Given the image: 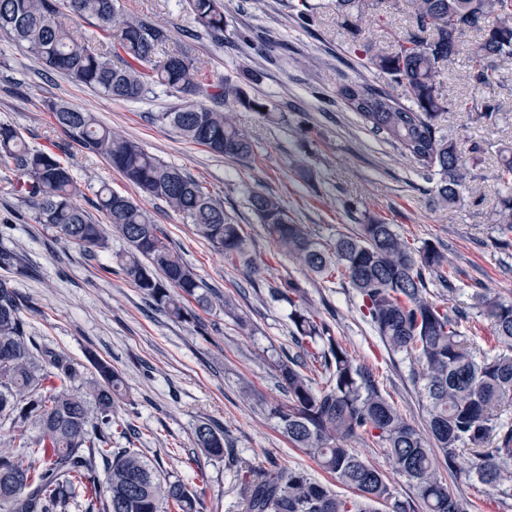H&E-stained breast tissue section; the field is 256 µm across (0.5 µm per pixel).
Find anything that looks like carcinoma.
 <instances>
[{"label":"carcinoma","instance_id":"1","mask_svg":"<svg viewBox=\"0 0 512 512\" xmlns=\"http://www.w3.org/2000/svg\"><path fill=\"white\" fill-rule=\"evenodd\" d=\"M187 2L204 34L224 41V0ZM368 6V0H336L347 23ZM408 6L414 32L391 53L372 45L366 49L392 89L351 80L337 95L373 134L437 175L434 201L451 208L473 192L466 154L478 155L481 146L464 149L439 125L448 110L440 74L455 62L466 33L478 31L470 77L484 86L495 82L492 63L512 59V0H408ZM80 20L94 21L105 39L102 48L89 46ZM0 32L45 70L113 100H142L153 87L164 86L183 103L153 120L215 155L242 161L255 154V142L237 125L235 110L267 116L266 103L226 77L211 78L187 44L157 58L171 39L167 22L126 12L120 0H0ZM199 96L212 105L197 101ZM47 107L71 141L104 158L140 196L181 215L228 263L260 273L240 225L196 180L85 109L57 102ZM459 107L479 118L499 110L476 101ZM0 164L13 172L16 191L36 223L52 228L56 240L95 258L111 251L109 231L119 233L127 249L113 255L117 265L168 317H194L191 300L201 309L216 303L215 293L169 246L138 199L101 185L95 207L107 223H97L78 203L83 190L59 155L31 148L17 128L4 123ZM248 205L274 247L295 266L322 279L339 274L350 285L386 350L409 359L425 416L420 425L403 416L306 303L299 282L281 280L269 293L290 306L298 354L276 363L288 404L271 407L270 414L295 447L355 496L273 463L244 484L246 512H378L380 505L389 512H416L417 500L422 512H463L440 473L441 464L453 467L463 451L470 455L465 475L493 488H512V422L503 418L512 404V296H492L482 288L470 293L475 317L487 325L497 349L484 353L467 344L445 303L428 297L429 276L445 287L448 299L461 293L445 275L448 257L437 245L425 241L413 248L394 225L369 214L356 230L324 245L307 225L294 221L279 197L255 190ZM496 222L512 231V194L501 199ZM22 310L17 291L0 279V427L25 425L10 449L0 452V512H69L78 498L83 512H201L200 491L139 449L112 447L124 390L121 374L96 356L85 365L43 347L27 335ZM310 362L322 371L321 387L308 374ZM371 438L386 450L392 471L414 489L416 499L396 496L389 478L351 446ZM194 444L206 458L224 459V431L211 423L195 426Z\"/></svg>","mask_w":512,"mask_h":512}]
</instances>
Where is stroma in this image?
Segmentation results:
<instances>
[{
  "label": "stroma",
  "instance_id": "1",
  "mask_svg": "<svg viewBox=\"0 0 512 512\" xmlns=\"http://www.w3.org/2000/svg\"><path fill=\"white\" fill-rule=\"evenodd\" d=\"M310 26L297 17L299 0H224V42L208 37L193 42V53L209 73L244 81L251 96L267 103L276 121L238 110L239 123L253 136L257 150L248 162L228 160L179 136L155 121L158 112L179 106L176 93L156 88L140 102L103 97L58 73L42 71L7 35L0 34V122L19 128L29 145L57 153L82 186L106 183L129 192L123 176L102 158L69 140L46 105L55 101L93 112L105 126L135 139L150 153L200 183L224 203L240 224L262 264L258 279L223 255L158 200L143 199L161 233L213 291L236 308L196 309L194 319L169 318L114 268L113 252L123 250L113 236L110 252L97 259L76 246H63L52 229L36 223L31 207L14 188V177L0 165V250L18 253L27 274H7L27 306L30 335L53 351L78 361L95 355L109 361L125 381L118 419L127 435L113 437L116 448L134 446L160 463L163 471L194 483L203 475L202 512H246L242 482L252 480L269 462L302 469L328 483L303 451L294 448L270 414L286 402L274 363L295 354L290 308L270 301L268 283L293 277L305 288L314 309L329 312L333 334L357 362L372 370L384 395L408 419L423 414L403 355L389 354L359 311L360 300L345 281H324L298 269L278 254L251 212L247 196L260 190L281 198L297 223L308 225L321 242L354 230L365 215L393 224L409 242L430 241L447 253V274L460 287L453 306L469 311V291L512 295V232L496 224V210L506 190L497 174L504 149L512 147V61L496 62L499 82L476 86L469 78V55L441 73L451 106L441 118L445 132L463 143L479 142L483 152L470 166L474 190L455 207L433 202V183L413 159L369 132L362 120L337 97L340 84L361 79L387 87L388 78L370 64L362 50L373 44L384 51L411 31L406 0H371L369 8L345 23L336 0H314ZM126 10L174 24L162 54L179 50L196 25L185 0H122ZM250 42H242L241 32ZM489 97L500 110L476 121L458 111L457 101ZM248 331H241L240 323ZM220 424L238 459L199 458L185 462L194 446L196 424ZM443 472L449 490L466 512H512V496L477 481Z\"/></svg>",
  "mask_w": 512,
  "mask_h": 512
}]
</instances>
